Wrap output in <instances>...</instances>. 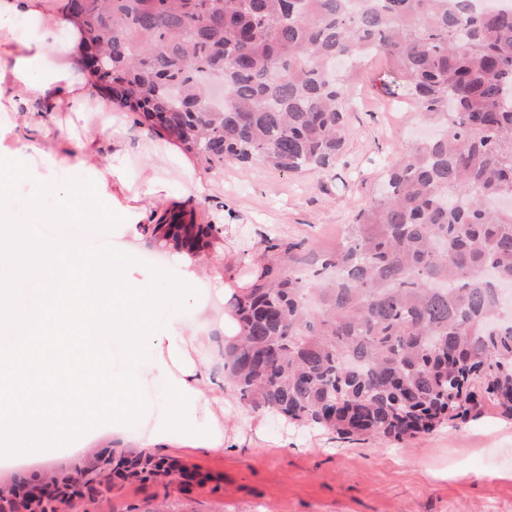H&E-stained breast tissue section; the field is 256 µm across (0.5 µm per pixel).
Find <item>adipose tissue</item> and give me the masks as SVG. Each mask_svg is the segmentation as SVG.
Returning a JSON list of instances; mask_svg holds the SVG:
<instances>
[{
  "instance_id": "1",
  "label": "adipose tissue",
  "mask_w": 512,
  "mask_h": 512,
  "mask_svg": "<svg viewBox=\"0 0 512 512\" xmlns=\"http://www.w3.org/2000/svg\"><path fill=\"white\" fill-rule=\"evenodd\" d=\"M81 44L78 27L47 13L43 0H0V133L15 142L10 156H0V332L9 337L0 344V455L30 453L48 462L52 448L84 447L105 428L123 439L124 424L142 411L141 379L153 369L168 377L167 412L138 447L164 448L177 439L223 447L224 428L204 397L210 371L188 354L183 334L185 313L199 310L195 257L176 251L185 269L179 279L161 272L139 278L130 262L87 256L75 240L31 234L8 204L26 176L23 159L35 148L26 130L47 126L61 112L90 109V91L73 62ZM34 102L44 110L18 113V104ZM59 162L95 170L94 184H57L48 200L33 193V223L103 227L119 220L133 235L151 236L147 219L160 199L158 181L132 187L119 165L95 169L86 148L61 152ZM126 193L128 205L119 200ZM33 268L39 285L27 304L14 307V290ZM110 339L127 349L118 369L99 351Z\"/></svg>"
}]
</instances>
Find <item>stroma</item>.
Masks as SVG:
<instances>
[{
    "label": "stroma",
    "instance_id": "35a3bbf8",
    "mask_svg": "<svg viewBox=\"0 0 512 512\" xmlns=\"http://www.w3.org/2000/svg\"><path fill=\"white\" fill-rule=\"evenodd\" d=\"M389 67L374 58L355 79V108L346 117L344 143L328 172L291 174L254 162L242 167L226 161L206 164L183 153L135 115L109 105L112 133L97 135L101 115L57 116L48 131H32L39 144L25 167L28 178L9 203L18 221L29 219L33 189L59 182L90 184L93 173L54 164L62 148L89 143L98 164L121 156L133 184L157 178L167 188L156 213L190 211L196 223L222 225L223 232L203 258L236 279L252 281L256 262L268 241L299 243L319 252L334 250L352 215L375 195L385 160L404 154L408 141L431 129L410 98H391L378 77ZM200 180L201 194H184V166ZM86 250H108L133 259L136 276L165 271L179 278L172 250L133 238L120 223L64 226ZM209 304L206 322L188 320L186 335L210 336L193 358L208 362L217 383L206 395L224 425L222 448L207 450L177 443L161 454L206 475L203 486L177 483L115 482L93 496L76 499L77 512H152L166 503L168 512H512V418L495 412L444 423L410 440L377 436L343 439L316 427H302L260 414L240 403L225 381L224 299L201 288ZM164 373L153 371L141 386L143 414L124 425L128 437L147 435L164 413Z\"/></svg>",
    "mask_w": 512,
    "mask_h": 512
}]
</instances>
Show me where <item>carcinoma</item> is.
Masks as SVG:
<instances>
[{"mask_svg":"<svg viewBox=\"0 0 512 512\" xmlns=\"http://www.w3.org/2000/svg\"><path fill=\"white\" fill-rule=\"evenodd\" d=\"M91 85L208 163L303 174L336 162L369 56L442 128L383 166L385 191L336 250L267 246L224 342L239 400L349 437L401 440L496 409L512 417V4L477 0H67ZM224 86L206 106L203 80ZM199 244L219 229L176 224ZM288 255V270L273 260ZM173 480L166 458L77 461L86 483Z\"/></svg>","mask_w":512,"mask_h":512,"instance_id":"1","label":"carcinoma"}]
</instances>
